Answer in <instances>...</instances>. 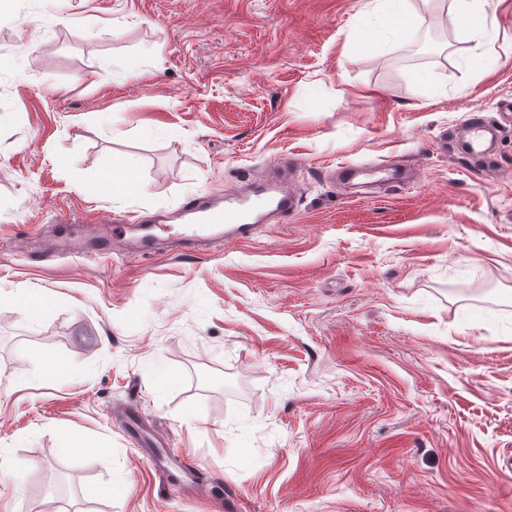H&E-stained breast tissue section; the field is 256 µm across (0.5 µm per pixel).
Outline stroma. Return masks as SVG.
<instances>
[{
	"label": "stroma",
	"mask_w": 512,
	"mask_h": 512,
	"mask_svg": "<svg viewBox=\"0 0 512 512\" xmlns=\"http://www.w3.org/2000/svg\"><path fill=\"white\" fill-rule=\"evenodd\" d=\"M364 2L0 14V457L37 465L0 512H512V126L488 162L454 140L512 99V0L486 31L437 0L416 62ZM283 156L287 221L181 245L188 202ZM121 158L143 192L91 193ZM125 430L141 445H149L150 440L146 435L140 411L136 406L130 405L125 411Z\"/></svg>",
	"instance_id": "obj_1"
}]
</instances>
